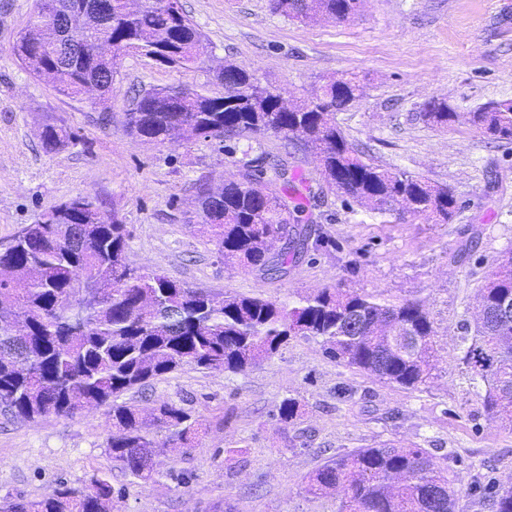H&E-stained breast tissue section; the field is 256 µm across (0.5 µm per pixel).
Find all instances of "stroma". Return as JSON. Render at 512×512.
<instances>
[{
  "mask_svg": "<svg viewBox=\"0 0 512 512\" xmlns=\"http://www.w3.org/2000/svg\"><path fill=\"white\" fill-rule=\"evenodd\" d=\"M180 3L206 35L207 55L187 69L121 55L101 105L58 93L15 61L10 48L34 0H0V242L89 194L125 224L126 262L138 272L278 303L321 288L423 299L439 332L436 368L425 385L406 390L337 364L313 336L290 337L240 372L183 367L122 396L147 410L176 404L206 426L185 453L158 455L146 480L113 462L108 407L35 420L0 410V499L38 500L105 474L126 491L119 512H341L339 496L309 492L308 475L329 457L393 442L427 449L462 476L455 512H489L467 486L512 480V425L488 414L459 358L491 264L512 250V141L487 137L468 114L512 98V0H362L341 23H302L272 12L269 0ZM228 62L299 101L325 78L357 76L360 97L336 114L347 140L377 165L448 187L459 212L442 224L364 208L324 186L313 155L268 132L262 149L287 157L295 187L321 190L307 246L281 279L225 266L187 221L198 180L239 178V166L215 140L140 141L125 114L150 88L222 95L215 72ZM433 98L447 100L457 119L427 124L421 112ZM49 115L73 134L52 153L39 138ZM462 248L467 261L453 262ZM287 396L302 405L288 426L277 417Z\"/></svg>",
  "mask_w": 512,
  "mask_h": 512,
  "instance_id": "35a3bbf8",
  "label": "stroma"
}]
</instances>
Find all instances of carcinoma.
Listing matches in <instances>:
<instances>
[{
	"mask_svg": "<svg viewBox=\"0 0 512 512\" xmlns=\"http://www.w3.org/2000/svg\"><path fill=\"white\" fill-rule=\"evenodd\" d=\"M55 7L33 12L10 48L34 77L66 96H79L98 74L112 71L109 58H96L101 43H123L164 65L187 68L207 54L204 34L180 0H103L105 17L88 34L84 53L68 63L57 46L38 41L39 27L56 12L86 0H52ZM272 10L306 20L321 13L339 22L356 14L361 0H270ZM224 95L185 94L172 88L145 92L127 113L130 134L164 144L205 137L229 142L240 154L241 178L196 187L195 224L215 244L224 264L264 277H285L304 248L302 215L315 198L290 184L288 165L274 159L258 167L256 136L292 135L320 161L325 183L361 206L381 213L401 211L448 222L458 202L444 186L404 171H390L362 159L337 128L335 112L360 91L355 76L324 80L313 97L296 102L270 95L253 76L229 63L219 72ZM423 118L445 126L456 113L444 99L424 106ZM470 122L494 139L512 140V99L491 102L470 113ZM43 148L51 153L71 138L54 118L42 125ZM247 139L241 146L232 140ZM39 225V243L11 241L16 275L26 288L17 293L0 279V406L15 418L74 416L87 407L110 406L112 459L133 476L150 477L154 444L150 429L168 432L163 447L182 453L204 431L203 423L175 404L164 403L146 417L117 399L184 366L242 371L274 354L292 336L321 338L324 353L338 364L369 372L403 389L425 384L434 369L438 331L424 301H394L363 289L322 288L277 304L259 296L225 293L217 298L155 271L137 273L125 262L127 233L105 214L97 198L84 195L72 214L56 205ZM483 321L463 338L460 362L485 408L512 425V252L497 260L479 295ZM301 409L284 398L278 418L294 423ZM423 448L383 443L328 459L309 477V491H333L344 512H454L457 490ZM470 489L491 512H512V485L475 481ZM125 497L105 477L88 490L64 487L40 500H0V512H114Z\"/></svg>",
	"mask_w": 512,
	"mask_h": 512,
	"instance_id": "obj_1",
	"label": "carcinoma"
}]
</instances>
